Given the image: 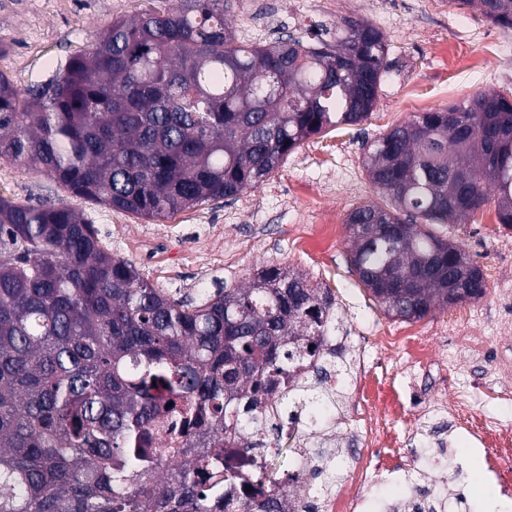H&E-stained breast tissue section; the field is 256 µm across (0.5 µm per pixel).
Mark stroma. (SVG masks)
I'll use <instances>...</instances> for the list:
<instances>
[{
	"label": "stroma",
	"instance_id": "obj_1",
	"mask_svg": "<svg viewBox=\"0 0 512 512\" xmlns=\"http://www.w3.org/2000/svg\"><path fill=\"white\" fill-rule=\"evenodd\" d=\"M166 0H0V72L17 88L51 75L57 63L85 53L95 34L113 19L129 18L145 10L166 8ZM250 19L264 31V41L288 35L313 38L346 18L371 22L384 34L393 67L381 84L369 117L355 126H339L307 139L282 162L270 178L233 200H220L173 216L169 255L179 271L170 280L144 264L140 248L160 225L115 211L95 202L65 195L52 181L18 164L0 159V197L39 203L65 198L67 204L95 224L104 247L132 261L153 286L194 303L218 287L238 288L266 265L306 272L329 286L336 296L337 337L348 355L367 347V328L397 325L352 272L346 219L355 207L382 202L363 165L364 143L421 112L458 104L492 88L512 93V33L489 23L478 11L449 7L447 0H234L226 20L239 30ZM493 42L497 54L483 56L482 46ZM482 57L481 67L470 58ZM495 200L462 224H440L437 234L460 244L481 267L496 269L502 280H512V247L505 246L512 232L498 231ZM331 221L339 228L336 242L323 255L296 249L295 238L311 225ZM220 224L224 237L212 241L210 264L196 266L187 251L185 231ZM451 311L434 310L416 320L417 331L429 337L440 371L411 372L402 354H371L372 376L382 377L386 392L398 400L408 394L430 398L455 397L458 390L476 386L484 377L481 365L456 355L452 332L444 325ZM393 433L409 435L410 446L424 466L423 484L435 486L448 472V455L462 452L470 442L450 426L448 417L434 414L414 421L401 410L390 423ZM343 450L342 470L331 484L315 480L321 502L340 492L351 479V453L366 454L365 443L337 426Z\"/></svg>",
	"mask_w": 512,
	"mask_h": 512
}]
</instances>
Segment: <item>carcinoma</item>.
Listing matches in <instances>:
<instances>
[{
    "label": "carcinoma",
    "mask_w": 512,
    "mask_h": 512,
    "mask_svg": "<svg viewBox=\"0 0 512 512\" xmlns=\"http://www.w3.org/2000/svg\"><path fill=\"white\" fill-rule=\"evenodd\" d=\"M512 31V0H448ZM230 0H177L115 18L45 81L0 72V159L67 193L168 219L261 184L305 140L357 125L392 68L383 32L346 19L329 38L244 44ZM387 199L351 210L350 266L387 314L412 320L486 293L479 266L430 231L497 198L512 228V101L496 90L419 112L365 147ZM331 290L294 269L188 304L103 247L63 202L0 198V512H214L224 433L259 431L262 396L309 373L318 407L350 364L326 357ZM181 448H157L163 436ZM339 447L306 459L318 476Z\"/></svg>",
    "instance_id": "1"
}]
</instances>
